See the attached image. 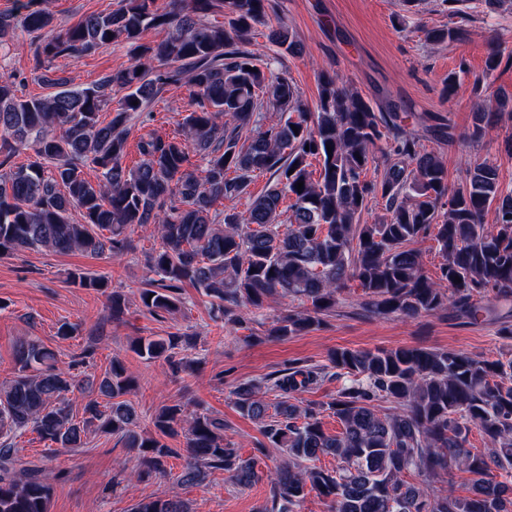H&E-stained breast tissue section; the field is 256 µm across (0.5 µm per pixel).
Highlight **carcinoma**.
I'll return each mask as SVG.
<instances>
[{
    "mask_svg": "<svg viewBox=\"0 0 512 512\" xmlns=\"http://www.w3.org/2000/svg\"><path fill=\"white\" fill-rule=\"evenodd\" d=\"M171 3L161 9L156 0H119L116 9L60 31L47 0L0 12V46L21 29L36 43L39 64L111 43L127 46L132 59L90 86L47 78L52 92L39 97L18 94L13 76L0 81V256L39 248L133 252L134 229L155 224L161 244L144 253V265L157 279L141 294L153 314L176 310L186 284L212 298L231 325L270 298L291 297L304 310L270 331L284 339L319 325L336 307L337 292L356 281L373 315L414 319L448 307L469 324L498 325L501 347L482 357L421 347L338 348L322 366L291 362L241 383L235 408L265 438L244 459L224 442V421L190 412L180 400L157 410L155 435L139 432L137 414L124 400L136 379L117 356L99 383L105 403L89 400L82 419H74L68 394L82 389L81 381L57 368L39 340H23L15 347L14 376L0 387V512H50L45 464L23 460L9 441L27 430L53 451L84 447L90 430L116 437L135 453L132 485L173 477L201 486L211 470L241 487L266 481L270 497L257 512H300L312 491L329 512H512V310L483 303L489 292L512 302V193L500 189L498 169L475 164L464 184L449 187L443 157L423 147L404 117L374 111L334 74H320L315 107L302 104L290 78L265 72L248 50L255 27L264 25L272 46L290 55L302 51L275 0ZM217 12L225 13L224 22L210 20ZM148 28L167 36L145 44L141 34ZM179 83L194 92L182 122L185 139L143 135L141 159L127 167L128 123L164 87ZM114 88L123 95L104 121L100 113ZM265 107L281 113L279 122L251 130L241 142L240 131ZM476 107L473 139L492 121L512 116V96H499L494 109L484 100ZM23 147L34 159L11 164ZM192 150L206 161L200 176L187 168ZM377 151L384 157L381 178L368 180ZM313 159L321 163L316 179ZM88 165L100 172V182L85 178ZM258 174L269 176L270 186L245 211L211 212L218 201L247 195ZM376 197L387 217L360 223ZM491 206L496 222L487 231L481 220ZM73 210L82 223L71 220ZM426 238L442 257L433 278L414 248ZM70 278L83 288H107V281L83 272ZM106 304L113 319L122 317V294L110 292ZM193 343V336L173 333L139 337L131 349L165 361L175 375L193 374L199 364L178 356ZM328 378L343 381L329 401H293ZM268 392L279 399L265 401ZM379 402L389 404L387 412L377 411ZM325 412L340 423L339 434L325 431ZM474 428L488 443L482 452L468 447ZM182 431L184 447L162 442ZM271 448L285 454L273 469L265 463ZM324 455L336 458V467L314 465ZM170 458L183 460L175 476ZM453 466L469 475L470 495L456 494L451 481L447 493L437 492V479ZM131 512L192 508L181 498L144 496Z\"/></svg>",
    "mask_w": 512,
    "mask_h": 512,
    "instance_id": "1",
    "label": "carcinoma"
}]
</instances>
